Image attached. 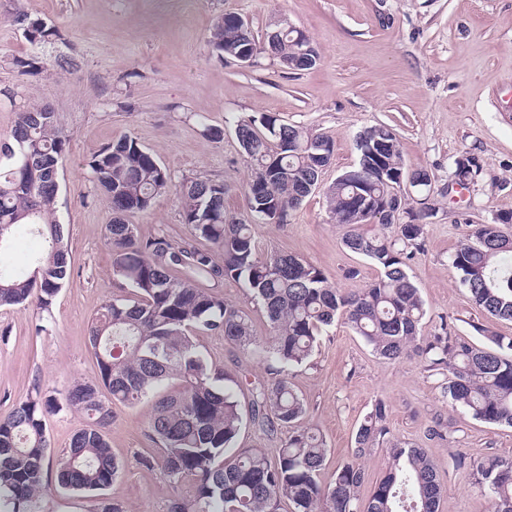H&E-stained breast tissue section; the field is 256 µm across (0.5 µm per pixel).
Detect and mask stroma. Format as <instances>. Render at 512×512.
Instances as JSON below:
<instances>
[{
    "instance_id": "obj_1",
    "label": "stroma",
    "mask_w": 512,
    "mask_h": 512,
    "mask_svg": "<svg viewBox=\"0 0 512 512\" xmlns=\"http://www.w3.org/2000/svg\"><path fill=\"white\" fill-rule=\"evenodd\" d=\"M19 9L61 31L62 41L37 50L49 60L71 57L73 69L18 76L10 59L34 50L13 22ZM229 12L248 18L260 40L271 23L288 19L310 37L319 62L293 72L266 56L251 67L218 57L207 46L209 28ZM0 88L16 94L15 102L0 100V139L10 134L18 106L37 104L54 109L69 137L56 210L69 232L70 276L50 309L33 300L0 308V414L40 388L61 405L46 417L52 451L68 447L86 425L63 403L74 384L98 374L88 322L106 303L129 294L112 275L109 213L88 167L94 153L126 134L155 152L176 178L224 183L225 214L242 218L251 170L235 135L237 118L276 114L332 138L334 157L322 175L326 186L356 163L359 131L392 126L406 168L433 175L435 212L422 250L408 263L426 303L419 337L433 336L444 319L456 335L478 344L486 330L512 336V322L472 303L450 260L471 225L512 211V0H0ZM210 126L223 129V138L208 136ZM465 152L477 157L480 171L467 189L449 192L455 161ZM131 222L144 240L163 235L210 248L182 224L170 194ZM345 232L320 192L303 201L290 223L253 227L258 258L274 251L298 255L337 288L353 292L372 282L377 270L344 247ZM350 268L357 277H346ZM209 287L249 315L257 336H268L267 319L241 282L224 277ZM197 342L237 380L241 405H248L253 385L270 382L262 358L244 354L223 336L202 333ZM290 381L307 405L309 425L327 442L325 478L351 460L357 428L380 400L391 438L423 448L436 464L445 488L442 512H490L469 467H454L452 460L473 452L512 456V427L451 407L440 397L441 376L426 371L418 358L379 357L338 321ZM112 411L106 434L123 471L106 497L128 512H167L173 496L192 495V482L171 487L160 469L140 462L154 449L147 436L151 401ZM439 425L446 437L431 436Z\"/></svg>"
}]
</instances>
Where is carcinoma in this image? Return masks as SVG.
I'll return each instance as SVG.
<instances>
[{"instance_id":"carcinoma-1","label":"carcinoma","mask_w":512,"mask_h":512,"mask_svg":"<svg viewBox=\"0 0 512 512\" xmlns=\"http://www.w3.org/2000/svg\"><path fill=\"white\" fill-rule=\"evenodd\" d=\"M13 22L26 24L32 45L52 44L60 37L19 10ZM291 32L278 41H259L243 29L237 14L217 17L209 45L220 55L254 58L267 54L284 69L312 65L300 59ZM21 77L48 73L39 54L12 59ZM236 133L251 175L243 187L250 216L260 224H284L309 197L334 156L327 136L289 124L277 116L240 119ZM68 136L54 110L19 107L11 133L0 140V308L22 305L37 296L47 310L70 276L69 236L56 218L57 194L52 175L59 174ZM357 162L324 192L326 209L346 226L344 246L378 270L377 278L357 293L336 288L311 262L286 252L256 257L252 224L224 215V184L201 177L176 184L156 153L124 135L102 147L89 161L92 181L101 189L110 220L112 274L131 289L114 298L92 318L88 338L97 360L94 382L75 384L66 408L85 415L88 425L54 454L48 448L46 415L59 404L33 389L0 416V512H39L51 489L98 497L96 512H127L120 502L100 496L121 469L104 434L112 404L134 406L153 398L148 437L158 454L143 463L160 467L173 487L189 479L191 498H174L169 512H278L286 499L294 512H439L443 485L434 462L421 448L390 442L384 476L366 500L361 460L388 434L387 406L377 401L360 423L352 460L336 469L330 481L321 471L327 445L304 425L307 407L288 372L306 363L320 337L336 319L344 320L373 353L400 361L413 354L425 370L444 376L441 396L474 419L512 427V336L485 334L480 346L452 335L448 321L432 339L419 343L418 327L425 302L409 276L407 261L422 248L432 208L422 199L431 191L426 169L407 171L394 129L375 125L367 139L356 136ZM419 198L396 193L397 178ZM173 193L182 223L195 237L219 252L209 253L159 236L142 241L128 216L155 199ZM512 212L491 224H476L469 239L451 255L460 283L487 315L512 321ZM22 230L42 239V249L24 269L7 265L8 241ZM231 277L243 283L268 319L271 335H255L250 317L204 283ZM208 331L248 354L277 365L278 378L251 390L250 420L263 431L280 425L288 438L276 459L258 448H237L244 413L231 386L233 379L198 349L195 332ZM176 381L180 389L165 392ZM469 461L474 483L490 500L491 512H512V457L475 452ZM55 471V487L46 475Z\"/></svg>"}]
</instances>
